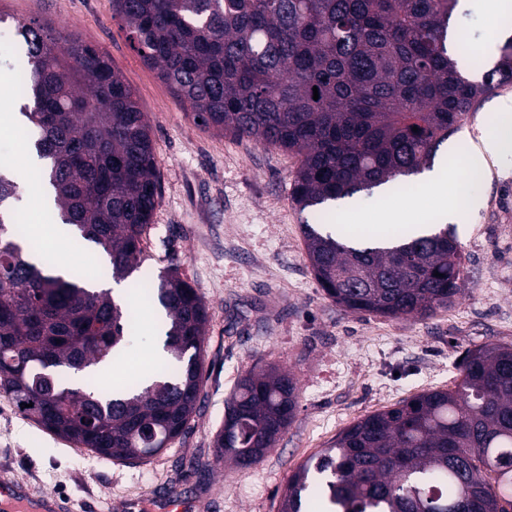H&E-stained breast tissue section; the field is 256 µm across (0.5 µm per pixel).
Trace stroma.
<instances>
[{
  "label": "stroma",
  "instance_id": "obj_1",
  "mask_svg": "<svg viewBox=\"0 0 512 512\" xmlns=\"http://www.w3.org/2000/svg\"><path fill=\"white\" fill-rule=\"evenodd\" d=\"M36 19L61 38L95 46L135 90L154 143L160 195L143 262L134 279L175 269L209 311L202 407L171 448L151 461L101 463L99 455L15 414L0 394V471L43 495L74 501L80 512H153L174 488L185 512H280L289 477L336 435L367 414L420 393L448 389L467 349L512 345V157L490 163L469 230H455L464 291L425 320L391 319L338 307L317 282L300 226L309 215L291 201L297 160L252 139L198 126L131 47L112 0H0V24ZM452 23L465 41L458 59L499 42L503 18L479 0H459ZM512 100V82L495 85L441 146L437 158L463 172L487 113ZM339 223L371 224L398 209L383 188L356 194ZM293 374L294 417L274 447L240 468L217 457L215 440L238 381L257 367Z\"/></svg>",
  "mask_w": 512,
  "mask_h": 512
}]
</instances>
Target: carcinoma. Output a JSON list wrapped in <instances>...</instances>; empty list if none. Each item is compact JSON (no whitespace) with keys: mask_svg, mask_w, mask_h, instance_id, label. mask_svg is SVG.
<instances>
[{"mask_svg":"<svg viewBox=\"0 0 512 512\" xmlns=\"http://www.w3.org/2000/svg\"><path fill=\"white\" fill-rule=\"evenodd\" d=\"M457 0H112L150 68L198 125L298 157L292 201L321 288L346 311L424 319L462 293V255L446 232L370 241L331 231L332 205L432 167L448 134L499 79H512V38L476 83L451 58ZM20 113L38 161L48 219L100 248L112 279L140 267L159 197L151 127L135 90L97 48L58 44L36 20ZM318 99H313V88ZM418 131H412V127ZM21 178L0 164V391L79 448L147 462L197 412L207 310L174 270L134 292L158 305L166 358L104 392L100 371L142 330L137 304L91 291L35 255L14 201ZM439 272L443 277L434 276ZM294 378L243 377L227 403L220 455L257 461L290 424ZM328 512H508L512 507V346L467 351L461 379L350 425L288 479L281 512H303L309 474Z\"/></svg>","mask_w":512,"mask_h":512,"instance_id":"carcinoma-1","label":"carcinoma"}]
</instances>
